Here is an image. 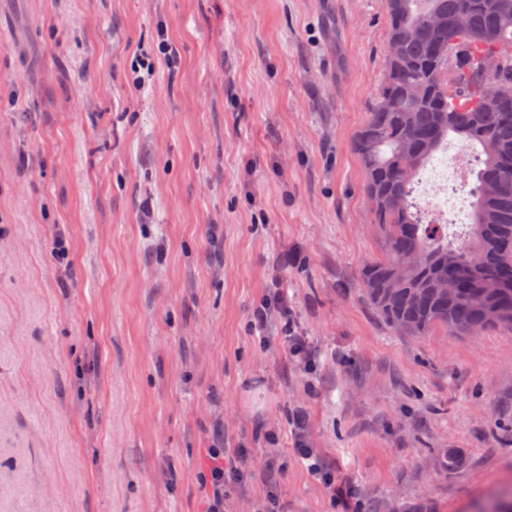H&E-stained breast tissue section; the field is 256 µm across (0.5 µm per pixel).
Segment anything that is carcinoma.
Listing matches in <instances>:
<instances>
[{"label":"carcinoma","mask_w":512,"mask_h":512,"mask_svg":"<svg viewBox=\"0 0 512 512\" xmlns=\"http://www.w3.org/2000/svg\"><path fill=\"white\" fill-rule=\"evenodd\" d=\"M384 80L353 149L381 254L360 271L372 309L396 333L426 336L443 329L473 336L494 327L512 329V100L481 106L487 85L512 82V0H400L391 10ZM442 17L441 30L426 25ZM465 16L466 28L457 25ZM498 60L489 71L482 60ZM453 133L481 146L483 167L461 241L446 224H421L409 201L420 169ZM495 183L494 195L486 186ZM472 268L484 285L485 304L474 298ZM499 444L512 446V408L495 422ZM439 472L465 464L448 448L437 452ZM386 512H435L433 503L391 501Z\"/></svg>","instance_id":"carcinoma-1"}]
</instances>
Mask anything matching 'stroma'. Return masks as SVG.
<instances>
[{"mask_svg": "<svg viewBox=\"0 0 512 512\" xmlns=\"http://www.w3.org/2000/svg\"><path fill=\"white\" fill-rule=\"evenodd\" d=\"M162 29L175 68L128 86ZM387 41L382 0H0V512H206L219 433L282 464L280 512H332L299 410L359 512L512 489L490 432L512 330L402 336L362 291L381 243L353 139ZM275 286L312 374L278 315L253 329ZM290 311L288 297L279 288H272L254 311V329L262 333L268 316L272 312L278 313L284 320L281 335L288 354L302 367L305 374H311L315 360L310 342L291 319ZM306 427L305 416L299 412L296 415L291 431L294 456L306 467L309 475L314 480L325 486L334 509H336L337 504L347 509L340 510L341 512H350L351 510H348V508L352 491L347 479L337 474L334 468L322 460L318 448H312L308 440Z\"/></svg>", "mask_w": 512, "mask_h": 512, "instance_id": "obj_1", "label": "stroma"}]
</instances>
